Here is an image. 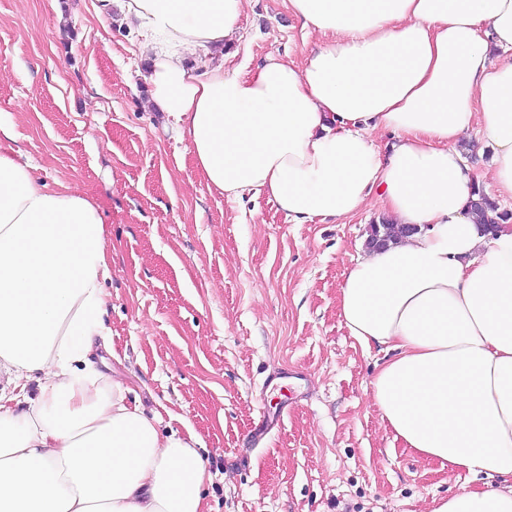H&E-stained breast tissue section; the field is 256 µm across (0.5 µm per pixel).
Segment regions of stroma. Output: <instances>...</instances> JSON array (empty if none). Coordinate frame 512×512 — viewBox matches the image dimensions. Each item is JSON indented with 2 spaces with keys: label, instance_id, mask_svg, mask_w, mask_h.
Here are the masks:
<instances>
[{
  "label": "stroma",
  "instance_id": "obj_1",
  "mask_svg": "<svg viewBox=\"0 0 512 512\" xmlns=\"http://www.w3.org/2000/svg\"><path fill=\"white\" fill-rule=\"evenodd\" d=\"M317 40L283 0H249L224 67L298 63ZM142 53L121 0H0L15 159L84 195L105 227L109 371L163 427L198 436L211 512H433L466 478L393 439L369 386L385 355L338 311L379 205L295 224L266 194L227 199L149 106ZM295 371L298 389L263 392ZM282 403L281 426L252 446L250 427Z\"/></svg>",
  "mask_w": 512,
  "mask_h": 512
}]
</instances>
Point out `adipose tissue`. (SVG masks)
<instances>
[{
	"instance_id": "obj_1",
	"label": "adipose tissue",
	"mask_w": 512,
	"mask_h": 512,
	"mask_svg": "<svg viewBox=\"0 0 512 512\" xmlns=\"http://www.w3.org/2000/svg\"><path fill=\"white\" fill-rule=\"evenodd\" d=\"M286 2L321 42L249 74L211 59L246 0H124L150 100L228 199L265 193L295 224L373 199L413 226L348 268L340 315L388 353L370 392L394 439L501 480L434 512H512V224L482 230L461 149L491 145L484 175L512 205V0ZM108 272L92 202L1 149L0 512H207L196 434L161 431L93 360Z\"/></svg>"
}]
</instances>
